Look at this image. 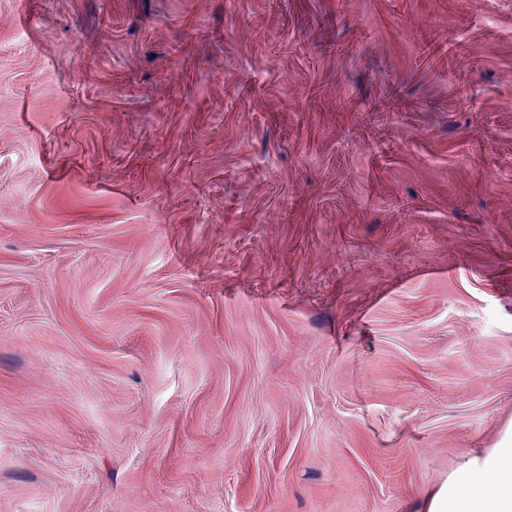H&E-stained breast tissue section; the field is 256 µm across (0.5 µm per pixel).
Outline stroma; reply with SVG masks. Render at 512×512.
<instances>
[{"instance_id":"35a3bbf8","label":"stroma","mask_w":512,"mask_h":512,"mask_svg":"<svg viewBox=\"0 0 512 512\" xmlns=\"http://www.w3.org/2000/svg\"><path fill=\"white\" fill-rule=\"evenodd\" d=\"M512 430V0H0V512H428Z\"/></svg>"}]
</instances>
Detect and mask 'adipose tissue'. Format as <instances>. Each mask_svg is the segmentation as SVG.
<instances>
[{
  "mask_svg": "<svg viewBox=\"0 0 512 512\" xmlns=\"http://www.w3.org/2000/svg\"><path fill=\"white\" fill-rule=\"evenodd\" d=\"M429 512H512V442L452 477L429 497Z\"/></svg>",
  "mask_w": 512,
  "mask_h": 512,
  "instance_id": "adipose-tissue-1",
  "label": "adipose tissue"
}]
</instances>
